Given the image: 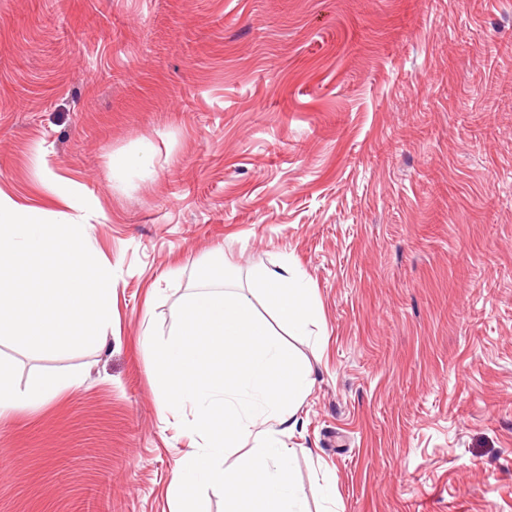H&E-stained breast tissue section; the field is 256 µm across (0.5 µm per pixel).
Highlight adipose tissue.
Wrapping results in <instances>:
<instances>
[{
	"mask_svg": "<svg viewBox=\"0 0 512 512\" xmlns=\"http://www.w3.org/2000/svg\"><path fill=\"white\" fill-rule=\"evenodd\" d=\"M255 285L265 290L276 304L289 335H308L311 325L320 321L321 310L313 297L312 285L292 265L284 264L277 270L261 269ZM50 393L37 381L22 389L15 387L7 369L0 366V417L19 409L41 408L49 401Z\"/></svg>",
	"mask_w": 512,
	"mask_h": 512,
	"instance_id": "ef3b65f1",
	"label": "adipose tissue"
}]
</instances>
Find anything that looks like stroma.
<instances>
[{"label": "stroma", "mask_w": 512, "mask_h": 512, "mask_svg": "<svg viewBox=\"0 0 512 512\" xmlns=\"http://www.w3.org/2000/svg\"><path fill=\"white\" fill-rule=\"evenodd\" d=\"M0 190L88 223L116 284L98 344L0 343L16 387L80 378L0 418V512H171L193 412L146 334L217 251L274 332L257 269L321 305L279 438L310 512L325 475L340 512H512V0H0ZM152 162L153 156L148 150L113 158L111 162L112 178L122 180L134 173H144L150 169ZM42 167L45 172L46 180L51 185L57 196L68 208L80 209L86 205V201L82 200V198L72 188L71 184L61 178L53 170L48 160L42 159Z\"/></svg>", "instance_id": "1"}]
</instances>
